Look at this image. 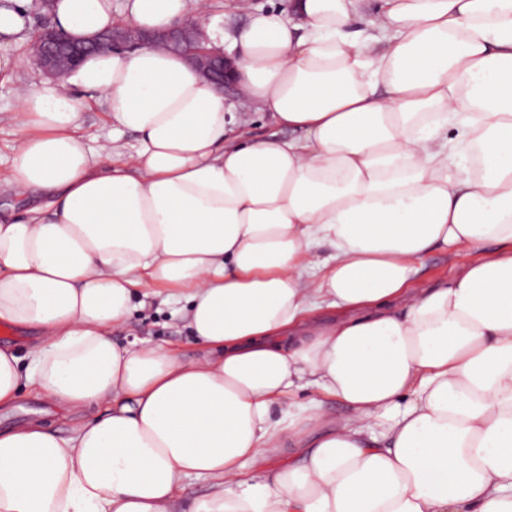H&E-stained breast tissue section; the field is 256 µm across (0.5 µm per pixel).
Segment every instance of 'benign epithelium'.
Returning a JSON list of instances; mask_svg holds the SVG:
<instances>
[{"instance_id":"obj_1","label":"benign epithelium","mask_w":512,"mask_h":512,"mask_svg":"<svg viewBox=\"0 0 512 512\" xmlns=\"http://www.w3.org/2000/svg\"><path fill=\"white\" fill-rule=\"evenodd\" d=\"M155 44L165 45L180 54L206 80L221 88L224 95H238L233 80L232 59L223 52L207 47L201 26L195 19L179 22L158 32H147L131 26L117 27L107 36L79 37L45 27L42 36L33 43L31 57L34 65L44 74L59 76L73 70L87 51L94 53L120 47L128 50Z\"/></svg>"}]
</instances>
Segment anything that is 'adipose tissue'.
<instances>
[{"instance_id": "1", "label": "adipose tissue", "mask_w": 512, "mask_h": 512, "mask_svg": "<svg viewBox=\"0 0 512 512\" xmlns=\"http://www.w3.org/2000/svg\"><path fill=\"white\" fill-rule=\"evenodd\" d=\"M208 10L126 0L124 20L191 17L219 49ZM52 21L116 23L112 0H54ZM229 45L241 95L294 137L244 136L158 48L18 93L7 184L42 202L0 222V323L36 338L0 345V408L34 388L89 417L0 427V512H512V0H288ZM82 91L133 154L83 143ZM463 242L497 249L416 283ZM155 302L202 356L115 341Z\"/></svg>"}]
</instances>
